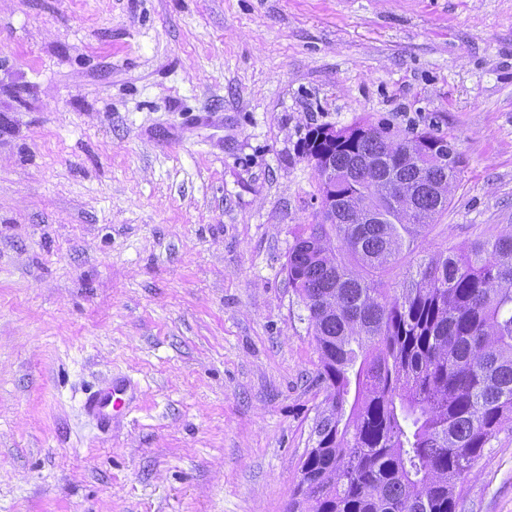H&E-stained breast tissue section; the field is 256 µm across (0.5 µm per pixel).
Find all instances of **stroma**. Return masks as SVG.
Instances as JSON below:
<instances>
[{"label": "stroma", "instance_id": "1", "mask_svg": "<svg viewBox=\"0 0 512 512\" xmlns=\"http://www.w3.org/2000/svg\"><path fill=\"white\" fill-rule=\"evenodd\" d=\"M366 119L460 153L431 247L512 224V0H0V512H287L300 145ZM461 503L512 512V423ZM125 388L112 383L88 396L85 402L87 411L99 419L105 420L113 411L122 409Z\"/></svg>", "mask_w": 512, "mask_h": 512}]
</instances>
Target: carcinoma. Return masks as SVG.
Returning a JSON list of instances; mask_svg holds the SVG:
<instances>
[{
	"mask_svg": "<svg viewBox=\"0 0 512 512\" xmlns=\"http://www.w3.org/2000/svg\"><path fill=\"white\" fill-rule=\"evenodd\" d=\"M330 152L336 223L302 227L286 264L331 388L288 512H458L459 485L512 422V224L424 247L460 164L430 133L362 121Z\"/></svg>",
	"mask_w": 512,
	"mask_h": 512,
	"instance_id": "1",
	"label": "carcinoma"
}]
</instances>
